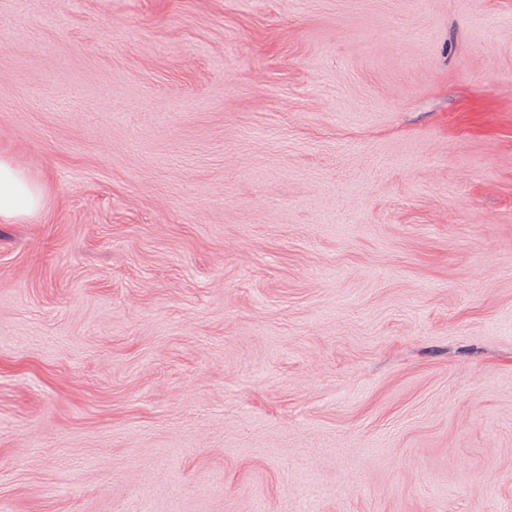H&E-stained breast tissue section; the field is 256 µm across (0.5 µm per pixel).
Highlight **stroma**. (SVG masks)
I'll list each match as a JSON object with an SVG mask.
<instances>
[{
	"label": "stroma",
	"mask_w": 512,
	"mask_h": 512,
	"mask_svg": "<svg viewBox=\"0 0 512 512\" xmlns=\"http://www.w3.org/2000/svg\"><path fill=\"white\" fill-rule=\"evenodd\" d=\"M0 28V512H512V0ZM42 202L40 185L22 169L0 159V220L30 216L41 208Z\"/></svg>",
	"instance_id": "35a3bbf8"
}]
</instances>
